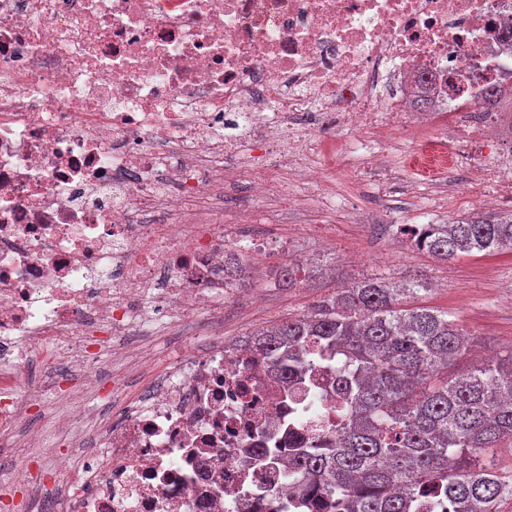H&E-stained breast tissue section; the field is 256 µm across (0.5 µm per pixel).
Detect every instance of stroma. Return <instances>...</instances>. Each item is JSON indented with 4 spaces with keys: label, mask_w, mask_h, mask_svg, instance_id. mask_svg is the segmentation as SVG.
Returning a JSON list of instances; mask_svg holds the SVG:
<instances>
[{
    "label": "stroma",
    "mask_w": 512,
    "mask_h": 512,
    "mask_svg": "<svg viewBox=\"0 0 512 512\" xmlns=\"http://www.w3.org/2000/svg\"><path fill=\"white\" fill-rule=\"evenodd\" d=\"M352 138V131L343 128L324 136L336 154V178L328 193L295 183L288 170L279 169L274 173L273 197L257 209L248 177L228 185L225 217L254 208L255 221L243 226V234L287 238L289 254L284 259L253 258L250 285L225 302L223 325L202 314H173L168 325L150 328L148 369L130 368L120 354L101 351L96 368L102 374L118 369L132 373L124 399H135L154 384L175 357L206 352L223 337L240 341L288 317L308 313L342 282L367 277L400 282L420 276L431 282L421 305L448 312L475 346L474 352L458 360L459 370L472 367L477 356L503 357L512 352V251L465 254L444 262L411 241L418 225L444 224L484 211L465 171L437 173L421 167L424 150L447 149L443 128L423 127L415 136L402 135L383 145L367 131L360 146H352ZM288 261L301 267L299 283L291 288L275 279L276 269ZM46 378L41 370L32 381L39 391L34 413L47 444L59 448L63 441L53 421L67 402L45 390ZM108 393L105 387L89 388L82 396L83 409L95 418L81 429L82 446L69 455L72 467L103 448L104 429L115 415ZM27 454L23 431L0 436V487H9L18 502L25 495L18 478Z\"/></svg>",
    "instance_id": "obj_1"
}]
</instances>
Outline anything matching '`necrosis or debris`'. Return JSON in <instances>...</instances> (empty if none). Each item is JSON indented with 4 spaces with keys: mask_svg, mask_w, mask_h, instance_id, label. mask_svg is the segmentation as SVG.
Instances as JSON below:
<instances>
[{
    "mask_svg": "<svg viewBox=\"0 0 512 512\" xmlns=\"http://www.w3.org/2000/svg\"><path fill=\"white\" fill-rule=\"evenodd\" d=\"M451 117L436 167L512 190L487 98L512 95V0H0V429L29 423V374L98 385L88 348L137 350L142 313L224 316L230 256L285 257L224 218L240 142L256 206L274 168L336 126L385 136L425 121L407 72ZM160 213L161 222L151 221ZM325 367L282 385L257 349L217 342L174 364L72 479L32 441L23 512H288V438L346 407Z\"/></svg>",
    "mask_w": 512,
    "mask_h": 512,
    "instance_id": "obj_1",
    "label": "necrosis or debris"
}]
</instances>
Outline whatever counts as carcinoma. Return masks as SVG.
<instances>
[{
    "instance_id": "obj_1",
    "label": "carcinoma",
    "mask_w": 512,
    "mask_h": 512,
    "mask_svg": "<svg viewBox=\"0 0 512 512\" xmlns=\"http://www.w3.org/2000/svg\"><path fill=\"white\" fill-rule=\"evenodd\" d=\"M418 248L450 261L462 253L512 251V212L427 224ZM429 291L413 278L397 286L364 278L314 310L253 334L287 382L319 357H343L350 395L336 433L300 441L288 457L297 494L317 512H417L422 498L443 512H499L512 486L490 450L512 444V355L453 371L469 351L457 323L404 300Z\"/></svg>"
}]
</instances>
